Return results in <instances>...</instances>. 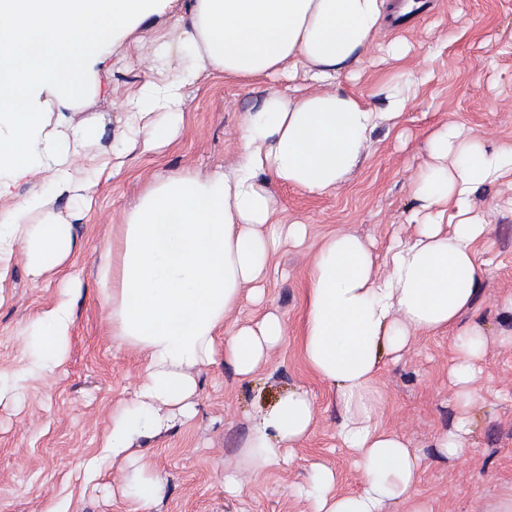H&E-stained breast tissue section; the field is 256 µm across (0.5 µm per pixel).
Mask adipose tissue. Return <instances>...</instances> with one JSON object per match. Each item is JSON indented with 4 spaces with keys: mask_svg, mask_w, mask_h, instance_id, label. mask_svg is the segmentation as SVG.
<instances>
[{
    "mask_svg": "<svg viewBox=\"0 0 512 512\" xmlns=\"http://www.w3.org/2000/svg\"><path fill=\"white\" fill-rule=\"evenodd\" d=\"M161 2L0 0V172L20 177L44 169L67 182L78 145L96 130L78 127L66 139L49 132L43 90L84 92V66L113 38L158 13ZM387 8L388 0H190L186 15L169 19L179 41L160 44L151 66L157 77L128 103L126 131L149 149L168 143L182 122V88L202 65L244 81L284 69L304 71L314 82L338 81L363 63ZM177 44L191 59L173 74L168 58ZM407 83L399 76L400 91L383 112L346 92L298 87L286 97L269 94L240 128L241 153L231 173L203 178L185 171L141 195L112 236V267L100 282L113 334L147 356L134 399L112 415L106 446L113 456L194 416L193 368L220 354L245 379L283 342L286 328L273 312L224 327L243 300L262 301L271 255L308 233L307 225L277 220L260 178L270 174L314 195L335 191L365 153L371 131L401 116ZM431 152L433 164L414 190L425 211L415 235L389 247L386 276H375L373 251L351 233L327 237L308 274L303 359L335 388L337 437L362 477L358 492L340 495L335 472L312 464L302 492L313 512H387L392 505L428 512L419 499L417 449L377 420L384 400L380 366L416 336L453 332L463 355L449 371L460 414L436 448L454 459L471 446L472 384L489 344L481 326L462 324L461 317L481 292L477 244L491 233L472 197L512 176V145H489L451 125L433 136ZM45 207L43 194L34 192L0 214V280L19 248L34 275L64 261L67 226L52 217L28 221ZM71 305L70 290H62L26 324L29 374L46 376L62 365ZM313 422L310 392L289 390L253 419L245 442L252 468L288 466L291 448L310 435Z\"/></svg>",
    "mask_w": 512,
    "mask_h": 512,
    "instance_id": "obj_1",
    "label": "adipose tissue"
}]
</instances>
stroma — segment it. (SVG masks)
Wrapping results in <instances>:
<instances>
[{
    "instance_id": "1",
    "label": "stroma",
    "mask_w": 512,
    "mask_h": 512,
    "mask_svg": "<svg viewBox=\"0 0 512 512\" xmlns=\"http://www.w3.org/2000/svg\"><path fill=\"white\" fill-rule=\"evenodd\" d=\"M186 2L171 0L167 13L143 20L106 47L84 72L83 95L69 99L61 88L43 93L51 126L97 129L73 164L70 189L57 190L48 173L34 171L9 180L0 192L3 213L29 192H45L49 211L71 228L64 263L35 277L19 253L0 280V376L21 374L24 326L53 305L67 281L75 283L64 364L50 376L26 379L20 402L0 404V512H134L128 478L133 461L142 457L157 478L148 512H313L295 488L308 482L315 463L337 472L339 492H356L360 476L336 436L335 395L308 371L299 346L309 267L325 237L335 233L358 235L380 256L393 235L413 236L411 214L420 206L413 185L431 162L436 131L457 124L486 142L512 144V0H425L411 23L385 27L365 53L362 70L342 76L339 88L380 107L394 93L396 76L413 73L419 83L397 123L372 132L366 156L333 193L314 196L263 178L278 217L308 224L309 234L303 245L272 254L263 302L243 303L227 322L249 323L275 312L286 325L283 343L247 380L220 358L194 368L195 416L104 461L112 412L133 399L146 360L113 335L102 301L100 270L112 233L150 185L182 171L202 177L230 171L249 111L270 92H288L284 76L244 83L209 68L185 85L182 124L168 145L148 150L124 139V106L138 94L155 48L176 42L168 16L183 11ZM393 40L408 45L405 57L386 54ZM105 161L116 164L114 175L96 176ZM474 204L492 232L478 246L487 272L483 287L463 317L482 324L489 339L473 385L478 402L470 452L448 459L435 448L459 415L448 375L459 354L450 334L415 339L399 359L386 360L378 376L385 395L380 419L418 450L420 499L430 512H472L476 502L512 485V346L498 341L512 329L505 306L512 295V176L477 192ZM300 385L315 394L310 436L295 446L288 468L254 473L244 448L253 416ZM229 469L245 487L241 496L224 491Z\"/></svg>"
}]
</instances>
